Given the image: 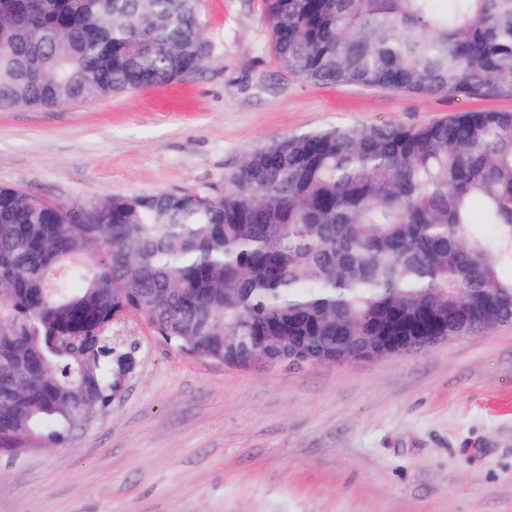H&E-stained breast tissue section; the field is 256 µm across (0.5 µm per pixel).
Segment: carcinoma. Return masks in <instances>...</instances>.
I'll use <instances>...</instances> for the list:
<instances>
[{
  "label": "carcinoma",
  "mask_w": 512,
  "mask_h": 512,
  "mask_svg": "<svg viewBox=\"0 0 512 512\" xmlns=\"http://www.w3.org/2000/svg\"><path fill=\"white\" fill-rule=\"evenodd\" d=\"M306 82L512 97V0H266ZM200 0H0V110L161 87L211 57ZM482 207V221L471 218ZM512 112L324 128L247 155L212 193L88 204L0 186V454L105 410L112 323L243 369L414 353L512 322ZM251 347L239 348V337Z\"/></svg>",
  "instance_id": "1"
}]
</instances>
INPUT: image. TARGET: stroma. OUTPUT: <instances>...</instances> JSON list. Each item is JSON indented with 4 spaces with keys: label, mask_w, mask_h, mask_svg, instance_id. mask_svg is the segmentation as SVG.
<instances>
[{
    "label": "stroma",
    "mask_w": 512,
    "mask_h": 512,
    "mask_svg": "<svg viewBox=\"0 0 512 512\" xmlns=\"http://www.w3.org/2000/svg\"><path fill=\"white\" fill-rule=\"evenodd\" d=\"M264 0H203L193 76L51 110L0 111V186L52 202L222 189L274 139L414 126L512 98L318 85L269 51ZM137 367L57 445L0 455V512H512V322L414 354L243 370L131 315Z\"/></svg>",
    "instance_id": "35a3bbf8"
}]
</instances>
